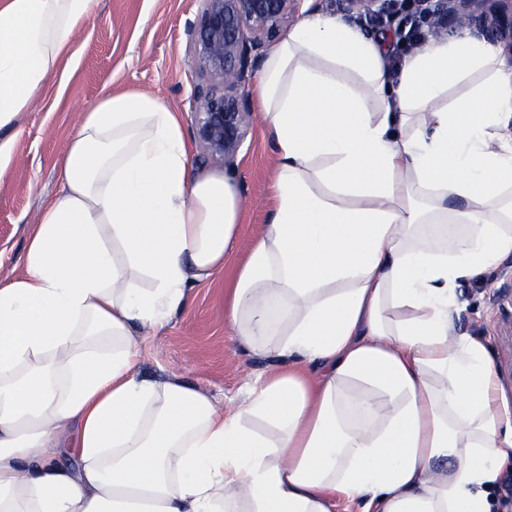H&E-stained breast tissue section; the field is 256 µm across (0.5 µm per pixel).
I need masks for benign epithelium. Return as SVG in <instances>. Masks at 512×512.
<instances>
[{"instance_id": "benign-epithelium-1", "label": "benign epithelium", "mask_w": 512, "mask_h": 512, "mask_svg": "<svg viewBox=\"0 0 512 512\" xmlns=\"http://www.w3.org/2000/svg\"><path fill=\"white\" fill-rule=\"evenodd\" d=\"M426 6L431 25L465 26L478 38L512 46V0H338L340 11L371 21L392 19L402 4ZM305 0H201L188 33L203 76L190 96L195 133L205 155L230 165L248 133L252 80L277 33Z\"/></svg>"}]
</instances>
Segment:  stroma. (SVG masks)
<instances>
[{
    "mask_svg": "<svg viewBox=\"0 0 512 512\" xmlns=\"http://www.w3.org/2000/svg\"><path fill=\"white\" fill-rule=\"evenodd\" d=\"M199 0H94L83 28L70 40L34 106L0 140H12L14 159L0 169V282L27 275L26 252L42 207L60 190L69 142L80 120L73 102L96 104L114 95L147 93L178 113L191 152L190 175L232 173L243 207L239 237L249 241L271 219L275 143L260 112H253L246 141L233 166L201 162L189 97L201 75L193 65L187 25ZM243 252L227 258L208 281L194 285L188 304L161 328L135 334L140 379H177L224 402L241 401L248 376L266 370L238 346L224 316V290ZM461 331L484 340L512 411V256L490 275L457 290Z\"/></svg>",
    "mask_w": 512,
    "mask_h": 512,
    "instance_id": "35a3bbf8",
    "label": "stroma"
}]
</instances>
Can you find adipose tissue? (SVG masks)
<instances>
[{
  "mask_svg": "<svg viewBox=\"0 0 512 512\" xmlns=\"http://www.w3.org/2000/svg\"><path fill=\"white\" fill-rule=\"evenodd\" d=\"M91 2L0 0V129ZM388 56L322 11L269 54L275 198L245 246L235 178H189L175 112L148 94L84 111L27 275L0 285V512H491L512 416L455 314L512 254V72L465 27ZM447 221L466 236H413ZM239 249L225 311L262 384L226 404L135 378L136 328Z\"/></svg>",
  "mask_w": 512,
  "mask_h": 512,
  "instance_id": "obj_1",
  "label": "adipose tissue"
}]
</instances>
